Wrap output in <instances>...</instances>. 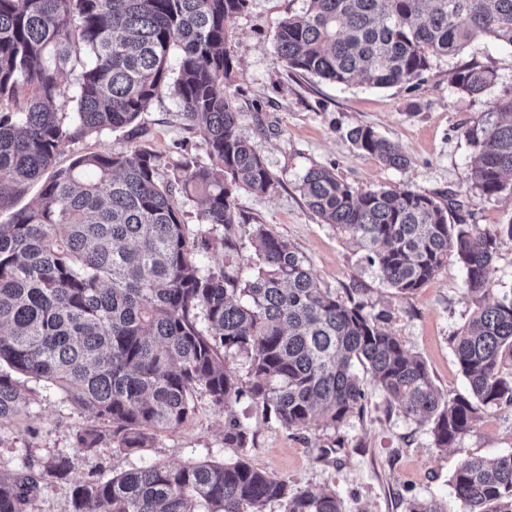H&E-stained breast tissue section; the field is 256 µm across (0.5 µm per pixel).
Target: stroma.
Listing matches in <instances>:
<instances>
[{"label":"stroma","mask_w":512,"mask_h":512,"mask_svg":"<svg viewBox=\"0 0 512 512\" xmlns=\"http://www.w3.org/2000/svg\"><path fill=\"white\" fill-rule=\"evenodd\" d=\"M305 0H250L226 24L233 70L224 81L241 110L240 133L250 140L276 179L269 194L242 190L236 195L246 226L263 224L302 253L321 288L363 304L367 315L382 316V328L422 359L439 391L450 398L467 394L468 384L452 350L451 338L478 307L467 294L466 273L456 255L416 294L399 296L370 269L363 252L307 207L301 181L313 167L331 170L357 190L412 188L462 201L459 218L491 230L512 222V194L486 198L472 187L469 137L493 110L495 100L512 90V49L481 38L455 57L434 60L416 87L377 88L336 85L287 71L274 40L283 19L303 14ZM468 64L494 70L493 86L468 95L451 82ZM363 124L398 145L409 158L405 168L386 166L358 152L348 130ZM145 148L158 157L161 181L180 173L185 157L209 163L203 135L189 129L169 89H161L136 122L66 145L57 157L64 167L87 152L120 153ZM236 415L250 429L243 448L224 445V421ZM90 418L54 390L35 385L24 413L0 424V470L38 464L58 453L74 459L72 479L45 478L36 512H68L72 484L107 480L113 473L155 462L245 460L266 475L299 488L332 489L345 512H408L411 503L434 500L445 512H462L449 479L470 457L512 452V406L480 414L471 431L448 449L435 448L431 425L389 407L383 392L365 385L364 410L338 428L316 423L306 429L282 427L262 405L244 398L230 411L219 410L204 393L195 395L191 422L161 434L153 448L119 454L110 443L96 452L75 448L74 432Z\"/></svg>","instance_id":"35a3bbf8"}]
</instances>
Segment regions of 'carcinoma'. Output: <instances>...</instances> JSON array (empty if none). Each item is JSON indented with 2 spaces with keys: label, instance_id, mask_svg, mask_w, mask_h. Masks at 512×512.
I'll return each instance as SVG.
<instances>
[{
  "label": "carcinoma",
  "instance_id": "carcinoma-1",
  "mask_svg": "<svg viewBox=\"0 0 512 512\" xmlns=\"http://www.w3.org/2000/svg\"><path fill=\"white\" fill-rule=\"evenodd\" d=\"M249 2L0 0V211L62 146L131 126L164 86L210 157L185 161L164 184L147 149L82 154L0 224V424L28 406L34 381L109 423L120 454L188 424L198 391L222 410L246 396L287 429L334 427L362 408L358 363L404 415L431 421L439 449L470 432L480 412L512 405V296L480 307L453 337L469 391L450 400L362 306L320 288L287 240L263 224L246 244L236 237L237 192L265 195L275 185L224 94L233 68L226 21ZM306 2L304 15L278 28V53L286 68L338 85L411 86L433 60L479 37L512 47V0ZM495 79L489 68L464 66L452 84L479 95ZM494 110L497 119L469 131L473 186L488 198L512 193V91ZM348 137L389 167L409 163L369 126ZM301 190L313 214L363 248L403 297L433 279L450 251L468 295H487L498 249L512 241V222L492 231L451 224L449 204L411 188L358 192L311 168ZM197 197V222L208 229L193 234L182 200ZM218 226L220 239L211 234ZM218 245L229 254L251 248L250 271H202L199 257ZM228 354L246 358L245 383L224 366ZM249 435L238 418L225 421V446L243 448ZM73 439L93 452L104 435L87 425ZM73 465L55 455L38 477L0 471V512H32L39 478L67 481ZM450 483L464 512H512V452L466 458ZM272 501L283 512H344L335 491L294 488L244 460L154 463L76 482L69 512H263Z\"/></svg>",
  "mask_w": 512,
  "mask_h": 512
}]
</instances>
